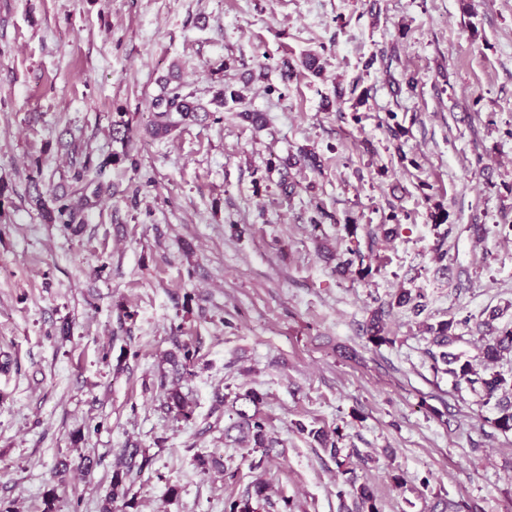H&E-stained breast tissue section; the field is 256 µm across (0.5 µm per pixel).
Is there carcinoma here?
I'll use <instances>...</instances> for the list:
<instances>
[{"label": "carcinoma", "mask_w": 512, "mask_h": 512, "mask_svg": "<svg viewBox=\"0 0 512 512\" xmlns=\"http://www.w3.org/2000/svg\"><path fill=\"white\" fill-rule=\"evenodd\" d=\"M160 93L151 101L150 108L154 119L147 127V133L154 138H165L176 130L181 124L194 123L201 120V117H209L212 111L209 110L196 95L189 90L188 84L181 80L180 76L169 74L159 79ZM240 102L242 98L234 91H228L225 87L218 88L210 103L216 109L224 108L227 101ZM132 129L128 121L120 118L112 121V139L122 144V152L112 153L99 162H94L91 156L83 158L74 157L70 160V181L71 190L62 194H53L46 200L42 194L34 197L36 206L42 217L49 223L72 224L85 223V213L92 205L103 197H112V183L105 180H98L92 192H86L87 180L91 167H96L97 175H102L107 167L121 161H129L131 166H137L136 159L132 154ZM424 295H411V292L404 290L396 298V306H411L414 314L419 315L426 309V303L422 302ZM389 311L380 306L372 313L369 325L370 340L380 346L391 344L393 340L388 336L384 318ZM472 320V316L466 315L458 320H440L434 324L426 325V330L432 335L431 348L426 350V356L430 361V368L434 373H447L453 376L456 383L462 382L469 385L472 390H480L483 397L490 401L497 400L501 416L495 420L496 427L503 431H512V387H508V380L505 376L494 370L503 353L512 351V326L503 328L492 325L486 321L483 326L487 328L486 343L481 356L477 358H464L448 350L453 343L460 339L456 330L466 326ZM164 388L166 406L174 410L178 415L187 419L190 413L186 410L187 404L184 396L177 386ZM264 395L259 391L250 388L242 393L235 394L233 402L240 403V406H231V412L236 415L228 430H236L253 450L269 451L273 447V441L269 437L266 419L262 416L260 406L263 404ZM314 440L330 456L336 459V467L343 473L345 461L339 459V448L337 440L333 439L324 431H309ZM151 465V458L146 452L133 444H128L119 451V463L112 472V483L109 495L102 505V512H112V504L117 500H124L128 497L131 487L143 471ZM353 492L361 500L367 512H380L376 504V497L369 486L356 485L355 479L346 480ZM268 485L264 482L252 484V491L242 499L232 500L224 507V512H255L253 501L267 498Z\"/></svg>", "instance_id": "obj_1"}]
</instances>
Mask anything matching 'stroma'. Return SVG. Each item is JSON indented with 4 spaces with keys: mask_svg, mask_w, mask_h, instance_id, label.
I'll return each mask as SVG.
<instances>
[{
    "mask_svg": "<svg viewBox=\"0 0 512 512\" xmlns=\"http://www.w3.org/2000/svg\"><path fill=\"white\" fill-rule=\"evenodd\" d=\"M175 62L202 100L225 84L242 101L154 139ZM120 112L138 150L105 171L117 194L86 223L43 221L31 183L67 188L70 147L119 151ZM303 150L321 169L283 168ZM505 224L512 0H0V505L43 512L53 488L56 512H101L131 441L152 464L113 512H224L259 479L260 512H357L311 436L338 427L380 512H512V432L430 370L421 325L473 315L452 346L472 358L480 321L512 323ZM353 249L369 276L337 273ZM403 289L424 317L394 307ZM178 342L187 420L161 388ZM249 388L267 453L224 436V397ZM389 314L383 306L378 307L372 313L369 325L370 340L380 346L382 344H391L392 339L388 336L384 318Z\"/></svg>",
    "mask_w": 512,
    "mask_h": 512,
    "instance_id": "35a3bbf8",
    "label": "stroma"
}]
</instances>
